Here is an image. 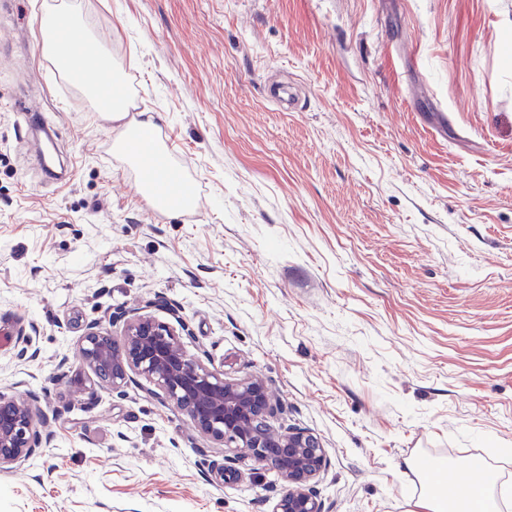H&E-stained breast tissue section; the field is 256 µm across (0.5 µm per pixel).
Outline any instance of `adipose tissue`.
<instances>
[{"label":"adipose tissue","mask_w":512,"mask_h":512,"mask_svg":"<svg viewBox=\"0 0 512 512\" xmlns=\"http://www.w3.org/2000/svg\"><path fill=\"white\" fill-rule=\"evenodd\" d=\"M41 44L44 53L61 58L64 68L71 72H81L77 60L65 57V50L72 42L80 41L86 46H94L95 41L85 27L80 10L74 0H49L45 4L39 20ZM97 65L103 76L102 81L93 83L91 95L101 110L112 122L121 126L120 136L115 143L117 151L126 162L143 168L146 174L138 185L139 192L155 204L168 209H181L186 203L182 187L170 181L166 170L149 168V155H161L157 144H143L140 135L154 125L152 113H143L141 119H129L130 100L122 94L123 72L111 57L98 55Z\"/></svg>","instance_id":"obj_1"}]
</instances>
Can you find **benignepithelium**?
<instances>
[{"mask_svg":"<svg viewBox=\"0 0 512 512\" xmlns=\"http://www.w3.org/2000/svg\"><path fill=\"white\" fill-rule=\"evenodd\" d=\"M176 324L160 321L138 310L110 314L108 323L123 322L122 344L98 319L87 323L79 345L81 366L92 374L94 385L114 391L131 375L157 386L166 400L184 411L196 429L218 447L235 449V456L249 458L274 470L285 485L272 512H324L314 488L328 466L320 440L305 431L275 430L269 418L277 404L259 378L229 381L201 359L187 355L182 337L190 329L178 310ZM48 416L41 414L31 395H0V470L20 465L41 448V428Z\"/></svg>","mask_w":512,"mask_h":512,"instance_id":"obj_1","label":"benign epithelium"}]
</instances>
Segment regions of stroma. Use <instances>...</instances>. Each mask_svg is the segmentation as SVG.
Here are the masks:
<instances>
[{"label":"stroma","instance_id":"35a3bbf8","mask_svg":"<svg viewBox=\"0 0 512 512\" xmlns=\"http://www.w3.org/2000/svg\"><path fill=\"white\" fill-rule=\"evenodd\" d=\"M44 2L0 0V393L64 413L0 472V512H271L276 473L224 480L145 379L91 393L84 325L146 304L321 439L325 512H406L432 481L412 457L512 476V0H75L194 191L160 215L43 69ZM21 98L64 180L19 139Z\"/></svg>","mask_w":512,"mask_h":512}]
</instances>
